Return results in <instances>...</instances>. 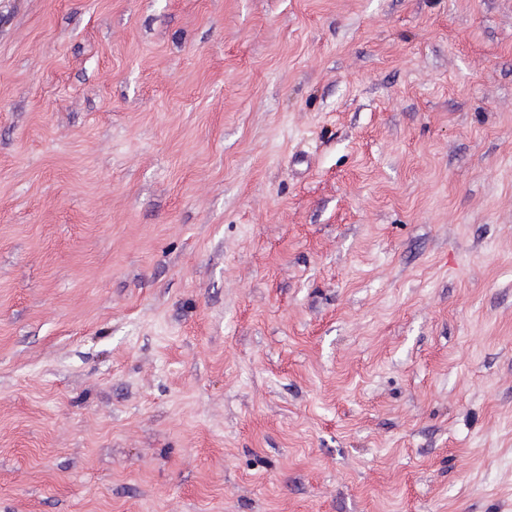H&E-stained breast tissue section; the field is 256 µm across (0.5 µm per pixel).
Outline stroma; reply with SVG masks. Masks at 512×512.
Wrapping results in <instances>:
<instances>
[{
	"instance_id": "1",
	"label": "stroma",
	"mask_w": 512,
	"mask_h": 512,
	"mask_svg": "<svg viewBox=\"0 0 512 512\" xmlns=\"http://www.w3.org/2000/svg\"><path fill=\"white\" fill-rule=\"evenodd\" d=\"M0 512H512V0H0Z\"/></svg>"
}]
</instances>
